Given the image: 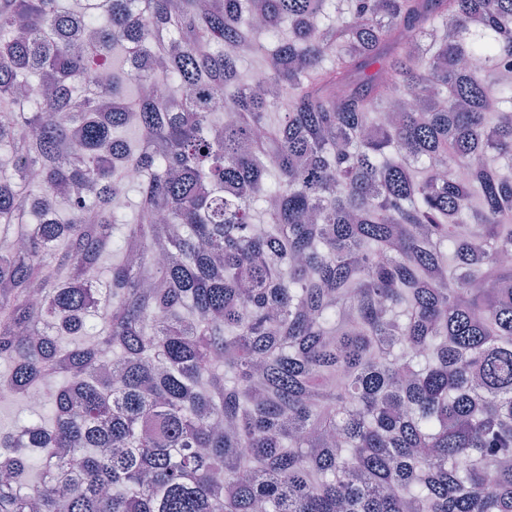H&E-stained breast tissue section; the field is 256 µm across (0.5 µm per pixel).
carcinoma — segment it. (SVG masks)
<instances>
[{
    "instance_id": "cac0c4a2",
    "label": "carcinoma",
    "mask_w": 512,
    "mask_h": 512,
    "mask_svg": "<svg viewBox=\"0 0 512 512\" xmlns=\"http://www.w3.org/2000/svg\"><path fill=\"white\" fill-rule=\"evenodd\" d=\"M509 62L512 0H0V512H512Z\"/></svg>"
}]
</instances>
